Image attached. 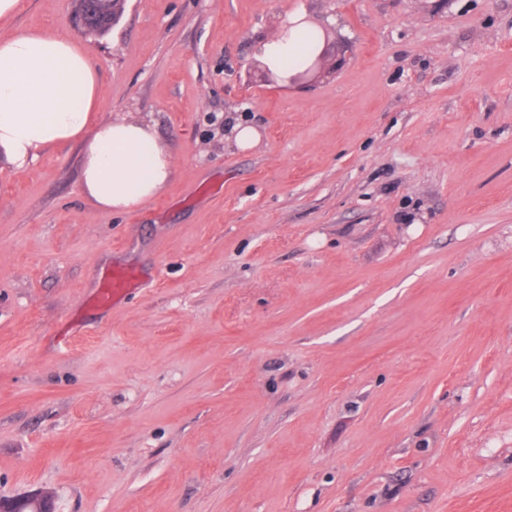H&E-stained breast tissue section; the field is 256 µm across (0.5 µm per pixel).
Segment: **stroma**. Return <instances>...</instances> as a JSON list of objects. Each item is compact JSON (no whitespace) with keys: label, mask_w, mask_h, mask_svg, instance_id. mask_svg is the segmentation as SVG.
Masks as SVG:
<instances>
[{"label":"stroma","mask_w":512,"mask_h":512,"mask_svg":"<svg viewBox=\"0 0 512 512\" xmlns=\"http://www.w3.org/2000/svg\"><path fill=\"white\" fill-rule=\"evenodd\" d=\"M22 0L173 170L0 164V498L56 512H512V0ZM302 10L319 78L257 55ZM253 126L237 148L229 123ZM140 273L116 305L94 298ZM113 0H81L78 2L85 3L87 5L86 10L90 13L91 18L95 20L93 29L90 30L93 33L103 34L110 29L111 16L112 21H115L121 13V5L125 2L124 0H117L118 5L113 6ZM139 281V273L131 268H114L107 274L98 290L99 302L103 305H115ZM24 507L31 508L27 512H55L54 497L51 493L39 492L23 499L0 501L2 512H26Z\"/></svg>","instance_id":"1"}]
</instances>
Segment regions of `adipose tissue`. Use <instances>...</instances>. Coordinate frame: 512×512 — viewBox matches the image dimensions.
<instances>
[{"label":"adipose tissue","mask_w":512,"mask_h":512,"mask_svg":"<svg viewBox=\"0 0 512 512\" xmlns=\"http://www.w3.org/2000/svg\"><path fill=\"white\" fill-rule=\"evenodd\" d=\"M312 26L301 16L259 46L272 72L303 63ZM97 73L87 49L59 33L29 29L0 39V157L21 167L40 153L79 141L82 183L95 204L126 212L153 199L168 181L172 157L147 122H101Z\"/></svg>","instance_id":"adipose-tissue-1"}]
</instances>
